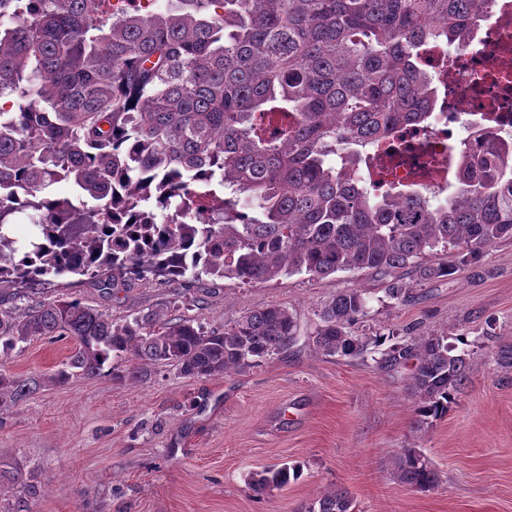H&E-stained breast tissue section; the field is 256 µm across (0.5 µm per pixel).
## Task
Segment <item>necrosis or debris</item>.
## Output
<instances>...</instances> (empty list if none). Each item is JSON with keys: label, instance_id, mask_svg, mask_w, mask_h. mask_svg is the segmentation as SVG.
Returning a JSON list of instances; mask_svg holds the SVG:
<instances>
[{"label": "necrosis or debris", "instance_id": "necrosis-or-debris-1", "mask_svg": "<svg viewBox=\"0 0 512 512\" xmlns=\"http://www.w3.org/2000/svg\"><path fill=\"white\" fill-rule=\"evenodd\" d=\"M422 59L441 76L436 106L441 122L464 121L469 128L494 133L512 129V0H495L492 14L468 45L449 52L430 45ZM457 145L456 138L407 126L375 178L385 188L437 190L456 178Z\"/></svg>", "mask_w": 512, "mask_h": 512}]
</instances>
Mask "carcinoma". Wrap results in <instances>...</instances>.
<instances>
[{
  "mask_svg": "<svg viewBox=\"0 0 512 512\" xmlns=\"http://www.w3.org/2000/svg\"><path fill=\"white\" fill-rule=\"evenodd\" d=\"M494 0H166L142 13L112 0H0V297L57 278L114 291L135 280L230 279L265 284L306 274L367 271L403 300L417 282L451 276L512 238V133L472 132L456 152V189L432 201L378 194L361 164L407 124L436 118L430 43L466 44ZM65 182L67 195H51ZM21 217L35 228L21 243ZM448 255L424 262L436 249ZM161 310L131 318L65 293L17 313L0 308V348L44 336L76 344L64 366L28 377L0 371V414L50 384L121 366L141 381L155 365L190 378L257 367L294 345L300 326L280 304L222 331ZM363 290L342 288L308 337L325 357L373 343L352 327ZM448 337L411 336L380 367L413 363L416 430L448 415L469 365ZM298 464L251 476L255 495L288 486ZM392 474L436 485L413 443ZM32 471L0 462V488L30 512ZM307 512H353L347 492L322 493Z\"/></svg>",
  "mask_w": 512,
  "mask_h": 512,
  "instance_id": "obj_1",
  "label": "carcinoma"
}]
</instances>
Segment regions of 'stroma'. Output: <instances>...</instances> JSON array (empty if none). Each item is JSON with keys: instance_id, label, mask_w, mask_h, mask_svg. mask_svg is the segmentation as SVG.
Returning a JSON list of instances; mask_svg holds the SVG:
<instances>
[{"instance_id": "35a3bbf8", "label": "stroma", "mask_w": 512, "mask_h": 512, "mask_svg": "<svg viewBox=\"0 0 512 512\" xmlns=\"http://www.w3.org/2000/svg\"><path fill=\"white\" fill-rule=\"evenodd\" d=\"M349 287L367 301L358 330L375 342L364 357H324L301 339L243 373L197 379L159 365L141 382L108 369L75 377L0 415V461L36 469L31 512H304L329 488L347 491L355 512H512V369L497 363L512 345L511 238L405 301L357 271L253 286L135 281L111 294L86 281L72 293L115 318L176 295L180 315L208 330L280 304L306 332L320 305ZM431 333L447 336L470 370L447 416L418 431L408 370L376 359L402 336ZM74 349L70 339H34L0 353V369L49 372ZM412 443L437 469L435 489L394 479L392 459ZM282 463L300 464L301 477L256 497L251 474Z\"/></svg>"}]
</instances>
